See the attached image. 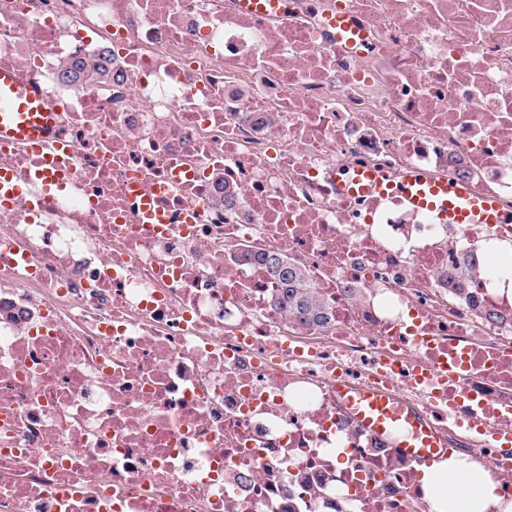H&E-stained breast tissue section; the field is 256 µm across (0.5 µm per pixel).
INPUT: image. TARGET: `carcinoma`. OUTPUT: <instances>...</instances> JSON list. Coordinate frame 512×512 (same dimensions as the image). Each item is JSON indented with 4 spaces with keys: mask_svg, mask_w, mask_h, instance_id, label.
Segmentation results:
<instances>
[{
    "mask_svg": "<svg viewBox=\"0 0 512 512\" xmlns=\"http://www.w3.org/2000/svg\"><path fill=\"white\" fill-rule=\"evenodd\" d=\"M78 71L90 80H104L110 69L99 59H90L78 67ZM243 261L258 263L266 269L275 284L272 290L273 305L301 326L324 325L332 317V306L321 299L306 273L290 264L281 254L242 250ZM474 261L462 264L448 282L450 294L456 298L467 296L471 289Z\"/></svg>",
    "mask_w": 512,
    "mask_h": 512,
    "instance_id": "obj_1",
    "label": "carcinoma"
}]
</instances>
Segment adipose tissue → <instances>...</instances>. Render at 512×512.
Returning <instances> with one entry per match:
<instances>
[{"mask_svg":"<svg viewBox=\"0 0 512 512\" xmlns=\"http://www.w3.org/2000/svg\"><path fill=\"white\" fill-rule=\"evenodd\" d=\"M420 470L428 512H512V500L482 463L454 453Z\"/></svg>","mask_w":512,"mask_h":512,"instance_id":"ef3b65f1","label":"adipose tissue"}]
</instances>
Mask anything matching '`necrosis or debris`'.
<instances>
[{
  "label": "necrosis or debris",
  "instance_id": "4bbe7bcc",
  "mask_svg": "<svg viewBox=\"0 0 512 512\" xmlns=\"http://www.w3.org/2000/svg\"><path fill=\"white\" fill-rule=\"evenodd\" d=\"M0 70L62 146L47 189L0 141V512H426L337 377L443 429L512 409V300L482 270L448 295L497 237L354 182L413 167L512 212V0H0ZM243 244L330 323L287 321ZM243 261L264 266L276 288L273 305L301 326L324 325L332 317V306L321 299L306 273L288 262L281 254L242 250ZM474 269V261L468 260L456 270L452 279L448 282V288H450L452 296L455 298L467 296L471 289Z\"/></svg>",
  "mask_w": 512,
  "mask_h": 512
}]
</instances>
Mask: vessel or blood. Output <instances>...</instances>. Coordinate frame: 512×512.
<instances>
[{
  "mask_svg": "<svg viewBox=\"0 0 512 512\" xmlns=\"http://www.w3.org/2000/svg\"><path fill=\"white\" fill-rule=\"evenodd\" d=\"M31 88L0 72V139H15L40 149L45 129L56 121L55 113L38 103ZM362 193L396 195L413 210L435 215L457 228L469 224H512V215L503 213L485 197L475 195L467 184L447 179H428L417 169L404 172L399 180L369 172ZM342 403L354 418L372 434L389 439L397 453L428 461L440 457L447 443L428 417L403 402L392 390L360 389L347 383L337 386Z\"/></svg>",
  "mask_w": 512,
  "mask_h": 512,
  "instance_id": "b4317fda",
  "label": "vessel or blood"
}]
</instances>
